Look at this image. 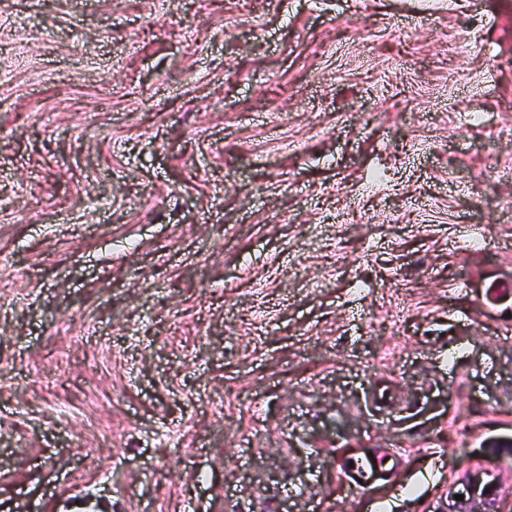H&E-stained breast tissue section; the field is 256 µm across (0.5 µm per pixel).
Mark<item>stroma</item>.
I'll return each mask as SVG.
<instances>
[{
	"instance_id": "35a3bbf8",
	"label": "stroma",
	"mask_w": 512,
	"mask_h": 512,
	"mask_svg": "<svg viewBox=\"0 0 512 512\" xmlns=\"http://www.w3.org/2000/svg\"><path fill=\"white\" fill-rule=\"evenodd\" d=\"M479 468L512 494V0H0V512ZM397 456V452L394 450L383 452L373 458L368 457H355L348 461L347 469L353 476L355 483L359 482V479H364L370 472L375 469L385 468L389 465L394 464V459Z\"/></svg>"
}]
</instances>
